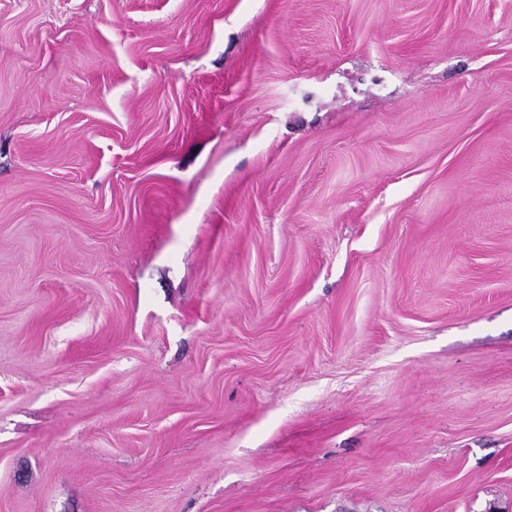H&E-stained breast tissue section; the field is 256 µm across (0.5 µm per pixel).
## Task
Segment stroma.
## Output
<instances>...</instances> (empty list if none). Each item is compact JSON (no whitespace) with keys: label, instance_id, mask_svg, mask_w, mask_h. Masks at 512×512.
Segmentation results:
<instances>
[{"label":"stroma","instance_id":"stroma-1","mask_svg":"<svg viewBox=\"0 0 512 512\" xmlns=\"http://www.w3.org/2000/svg\"><path fill=\"white\" fill-rule=\"evenodd\" d=\"M0 512H512V0H0Z\"/></svg>","mask_w":512,"mask_h":512}]
</instances>
